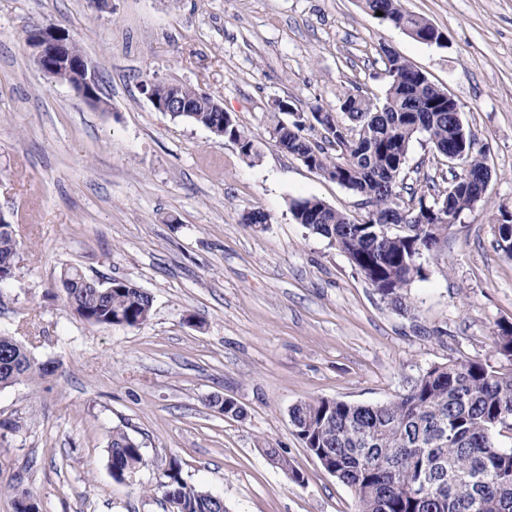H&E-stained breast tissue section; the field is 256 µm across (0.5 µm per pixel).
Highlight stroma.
<instances>
[{
  "instance_id": "stroma-1",
  "label": "stroma",
  "mask_w": 512,
  "mask_h": 512,
  "mask_svg": "<svg viewBox=\"0 0 512 512\" xmlns=\"http://www.w3.org/2000/svg\"><path fill=\"white\" fill-rule=\"evenodd\" d=\"M445 36L428 45L380 24L361 0H0V211L19 242L0 287V334L57 372L0 389V512L33 493L39 512H166L171 460L228 512H355L351 491L296 436L289 411L317 397L378 404L429 367L503 368L494 336L512 323V0H404ZM66 30L100 69L91 106L39 71L23 41ZM459 105L491 180L410 289L411 313L381 299L345 253L298 224L316 197L353 219L359 196L270 138L273 102L339 110L346 92L387 88L384 48ZM189 84L254 135L259 159L203 126L156 111L143 84ZM456 166L424 137L401 176L417 193ZM261 211L267 223H245ZM131 281L153 298L137 327H98L65 307L60 276ZM235 400L233 418L208 404ZM121 429L146 464L115 480ZM278 448L303 476L264 455Z\"/></svg>"
}]
</instances>
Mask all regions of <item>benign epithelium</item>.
Here are the masks:
<instances>
[{
  "mask_svg": "<svg viewBox=\"0 0 512 512\" xmlns=\"http://www.w3.org/2000/svg\"><path fill=\"white\" fill-rule=\"evenodd\" d=\"M26 45L46 75L69 83L83 98L100 102L92 93L97 80L96 66L87 57L74 52L73 41L66 31L52 26L38 27L27 36ZM143 91L158 112L184 111L171 99H158L153 84L144 87Z\"/></svg>",
  "mask_w": 512,
  "mask_h": 512,
  "instance_id": "obj_1",
  "label": "benign epithelium"
}]
</instances>
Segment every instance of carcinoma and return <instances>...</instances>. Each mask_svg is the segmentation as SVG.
Instances as JSON below:
<instances>
[{
    "mask_svg": "<svg viewBox=\"0 0 512 512\" xmlns=\"http://www.w3.org/2000/svg\"><path fill=\"white\" fill-rule=\"evenodd\" d=\"M371 15L400 28L412 38L431 43L439 31L427 19L408 12L402 0H364ZM387 89L375 102L360 91L344 95L340 110L351 127L336 125L333 137L310 141L300 135L305 122L320 127L335 117L319 109L307 117L276 120L269 130L278 147L303 161L309 169L363 197L370 210L393 220L394 229L361 224L311 197L293 202L299 224L345 253L375 291L394 308L411 309L409 287L423 277L424 253L434 251L447 236L450 224L402 222L401 209L413 217L402 196L399 176L413 137L421 134L437 155L459 162L451 189L431 185L432 199L447 207V216L470 209L481 200L486 162L473 151L457 105L421 70L394 52L385 55ZM193 107L174 112L212 129L216 100L191 85L164 87ZM223 138L236 144L247 158L258 156L257 140L229 120ZM499 246L512 255V219L501 213ZM12 224H0V257L16 253ZM61 286L72 312L91 324L138 327L151 316L152 299L135 284L111 279L105 283L86 277L75 267L61 275ZM496 352L512 365V324L499 325ZM49 371L38 365L27 348L11 336H0V388ZM295 434L316 458H325L333 475L353 493L356 512H512V449L499 447L494 432L512 431V370L502 372L478 360L458 359L428 368L407 392L387 403L359 405L329 398H313L289 413ZM112 477L122 481L146 461L139 442L121 429L108 443ZM270 460L295 482L303 480L287 457L265 448ZM163 482L165 500L176 512H223L208 491L188 484L180 465L172 460Z\"/></svg>",
    "mask_w": 512,
    "mask_h": 512,
    "instance_id": "1",
    "label": "carcinoma"
}]
</instances>
